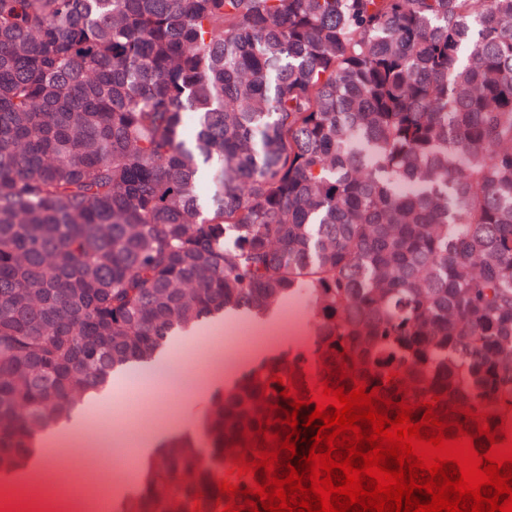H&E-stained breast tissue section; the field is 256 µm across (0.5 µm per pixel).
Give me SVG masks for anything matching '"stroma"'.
<instances>
[{
  "instance_id": "35a3bbf8",
  "label": "stroma",
  "mask_w": 512,
  "mask_h": 512,
  "mask_svg": "<svg viewBox=\"0 0 512 512\" xmlns=\"http://www.w3.org/2000/svg\"><path fill=\"white\" fill-rule=\"evenodd\" d=\"M243 331V324L222 323L219 332L182 344L174 356L187 372H194L201 349L220 346L227 352H242ZM208 405V397L193 389L137 380L129 373L120 375L112 381L111 404L93 414L79 437L57 449L41 486L59 497L110 492L119 482L125 489L136 488L144 479L136 444L116 446L113 438L103 434L101 420H110L113 429L121 432L142 425L155 429L178 420L186 411L203 413Z\"/></svg>"
}]
</instances>
